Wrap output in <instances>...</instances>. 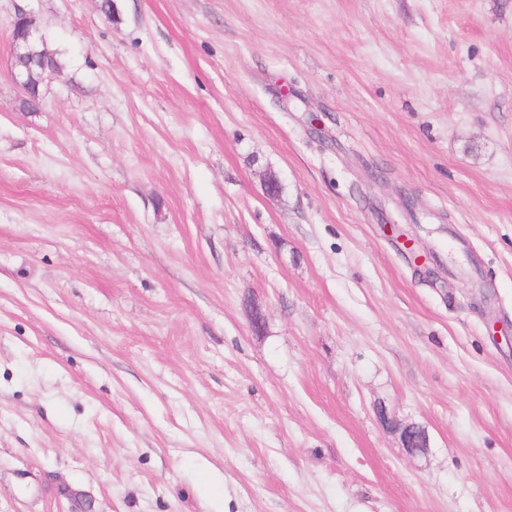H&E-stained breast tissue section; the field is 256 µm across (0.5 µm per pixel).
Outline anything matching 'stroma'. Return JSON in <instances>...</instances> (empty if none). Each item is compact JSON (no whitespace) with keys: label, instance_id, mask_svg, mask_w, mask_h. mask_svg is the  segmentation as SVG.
<instances>
[{"label":"stroma","instance_id":"1","mask_svg":"<svg viewBox=\"0 0 512 512\" xmlns=\"http://www.w3.org/2000/svg\"><path fill=\"white\" fill-rule=\"evenodd\" d=\"M115 3L0 0V512H512V0ZM38 40L27 13L19 11L13 30L14 71H12V76L26 96L25 101L30 100L35 94L38 95L40 84L46 78L55 75L62 66L57 54L43 46L39 47L38 50L46 55L52 68L57 71L49 69L40 62V52L35 48ZM402 448L409 454L424 452L430 446V438L427 430L416 424H409L401 430Z\"/></svg>","mask_w":512,"mask_h":512}]
</instances>
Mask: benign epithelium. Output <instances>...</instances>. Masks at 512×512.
<instances>
[{
    "label": "benign epithelium",
    "mask_w": 512,
    "mask_h": 512,
    "mask_svg": "<svg viewBox=\"0 0 512 512\" xmlns=\"http://www.w3.org/2000/svg\"><path fill=\"white\" fill-rule=\"evenodd\" d=\"M36 43V31L32 21L26 12H18L13 30L12 76L28 100L38 93L39 86L45 79L56 74V71L40 62L39 51L35 48ZM400 437L402 447L410 454L421 453L430 447L428 432L419 425L404 426Z\"/></svg>",
    "instance_id": "1"
}]
</instances>
